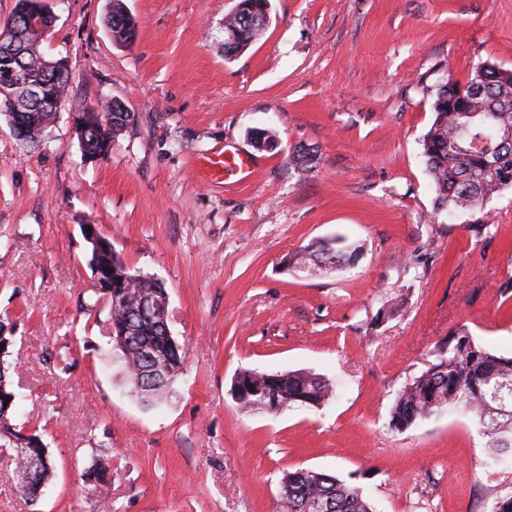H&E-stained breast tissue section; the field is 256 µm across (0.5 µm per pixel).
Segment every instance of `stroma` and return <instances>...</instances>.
I'll list each match as a JSON object with an SVG mask.
<instances>
[{
    "label": "stroma",
    "instance_id": "stroma-1",
    "mask_svg": "<svg viewBox=\"0 0 512 512\" xmlns=\"http://www.w3.org/2000/svg\"><path fill=\"white\" fill-rule=\"evenodd\" d=\"M123 2L131 47L110 36L111 0H61L40 50L69 62L64 106L37 144L0 121L1 362L12 423L39 428L56 465L33 506L0 453V512H280V481L301 468L363 487L376 512H490L503 489L473 422L388 419L457 329L512 355V190L487 205L497 234L474 237L469 214L435 216L421 157L440 76L512 69V0H270L264 34L231 60L234 0ZM109 99L133 121L91 162L71 114ZM263 127L277 149L253 146ZM227 143L250 177L200 180L196 159ZM87 224L170 295L186 370L155 406L112 367ZM337 236L360 247L342 273L288 268ZM244 369L310 371L338 395L246 412L231 395ZM99 456L112 478L94 486Z\"/></svg>",
    "mask_w": 512,
    "mask_h": 512
}]
</instances>
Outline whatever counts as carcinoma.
I'll return each mask as SVG.
<instances>
[{
	"label": "carcinoma",
	"mask_w": 512,
	"mask_h": 512,
	"mask_svg": "<svg viewBox=\"0 0 512 512\" xmlns=\"http://www.w3.org/2000/svg\"><path fill=\"white\" fill-rule=\"evenodd\" d=\"M238 10L224 18V27L233 30L234 39L224 41V57L243 53L261 35L269 22V0H238ZM121 0H112L113 37L132 31L121 15ZM434 120L423 136L426 170L437 192L435 214L454 216L468 213L476 220L468 229L477 237L492 236L494 226L486 223V205L503 191L512 189V70L489 61L474 65L465 83L444 77L432 86ZM116 131L91 126L82 150L108 155ZM484 149L471 148L473 139ZM259 149L276 146L270 130L256 129L250 135ZM358 248L341 238L310 243L290 256L294 269H318L334 273L356 257ZM100 278L112 281V288L124 293V301L112 306L111 325L133 322V342L120 359L121 370L137 398L145 393L158 396L183 374L186 351L173 347L160 316L139 317L134 313L136 297L153 290L148 277L134 279L118 261L100 262ZM247 398L240 407L268 411L259 395L273 392L290 405L318 407L330 400L333 388L310 371L245 370L236 375ZM15 394L0 370V445H11L22 438L27 447L41 454L47 451L38 429L23 437L26 427L11 424L9 414ZM448 413L471 418L492 450L489 476L512 469V357L498 355L477 343L465 327L448 338L435 362L413 377L398 392L389 412L388 426L402 432L434 415ZM281 512H308L320 500L327 512H374L362 488L348 484L322 471L300 469L286 473L280 482Z\"/></svg>",
	"instance_id": "obj_1"
}]
</instances>
